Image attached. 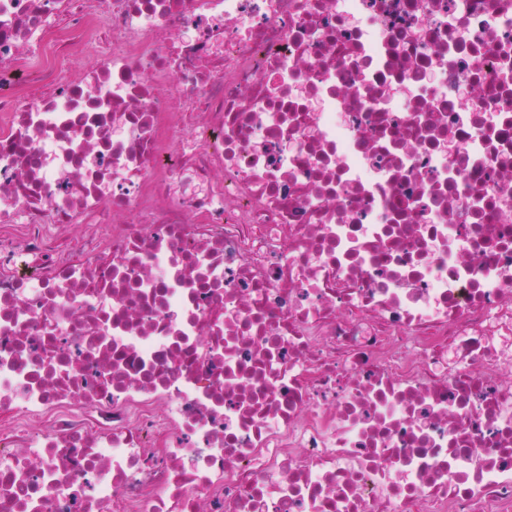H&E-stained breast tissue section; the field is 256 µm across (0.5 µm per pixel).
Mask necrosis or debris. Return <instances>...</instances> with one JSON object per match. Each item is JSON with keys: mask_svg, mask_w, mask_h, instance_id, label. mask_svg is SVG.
I'll use <instances>...</instances> for the list:
<instances>
[{"mask_svg": "<svg viewBox=\"0 0 512 512\" xmlns=\"http://www.w3.org/2000/svg\"><path fill=\"white\" fill-rule=\"evenodd\" d=\"M11 224L0 512H512V0H0Z\"/></svg>", "mask_w": 512, "mask_h": 512, "instance_id": "obj_1", "label": "necrosis or debris"}]
</instances>
